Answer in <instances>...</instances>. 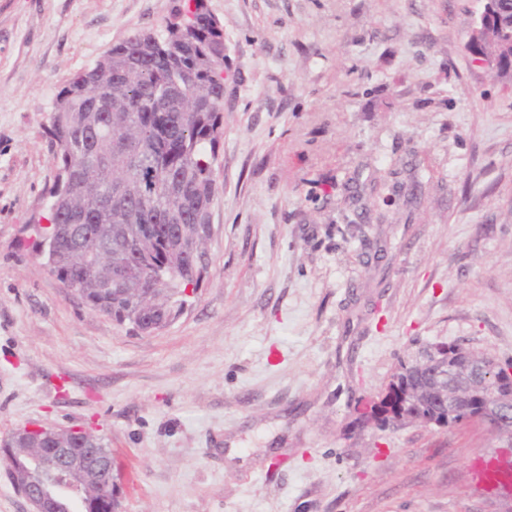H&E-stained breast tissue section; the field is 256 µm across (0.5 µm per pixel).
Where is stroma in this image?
<instances>
[{
	"mask_svg": "<svg viewBox=\"0 0 512 512\" xmlns=\"http://www.w3.org/2000/svg\"><path fill=\"white\" fill-rule=\"evenodd\" d=\"M224 23L208 275L152 334L18 248L57 87L178 0H0V439L77 429L121 512H503L501 438L361 422L438 342L512 361V75L480 0H207ZM483 9L478 13V15L474 18L467 43V48L470 54L472 55L474 61H476L481 66H491L496 68L498 65V58L492 57H481L479 58L473 52V46L476 43H479L480 38L484 35V33L490 29L494 25L496 19V6L495 0H484ZM471 468L476 474V480L481 485L498 486L509 484L512 474V460L509 458L484 459L477 458Z\"/></svg>",
	"mask_w": 512,
	"mask_h": 512,
	"instance_id": "stroma-1",
	"label": "stroma"
}]
</instances>
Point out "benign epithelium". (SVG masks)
Returning <instances> with one entry per match:
<instances>
[{
  "instance_id": "benign-epithelium-1",
  "label": "benign epithelium",
  "mask_w": 512,
  "mask_h": 512,
  "mask_svg": "<svg viewBox=\"0 0 512 512\" xmlns=\"http://www.w3.org/2000/svg\"><path fill=\"white\" fill-rule=\"evenodd\" d=\"M495 19V0H484L483 9L470 28L468 51H473V46L494 25ZM422 359L440 372L443 410L424 412L432 390L428 385L416 384L408 389L404 401L390 415L388 424L419 423L445 428L448 419L468 405L467 422L488 427L512 445V366L456 343L431 344ZM32 461L41 470L64 469L74 477L71 485L81 492L90 485L99 488V495L83 498L86 512H119V503L107 492L113 478L112 458L105 449H99L96 458L78 459L70 457L67 448H42ZM9 475L14 486L32 505L33 512H69L60 497L35 482L29 469L11 467Z\"/></svg>"
}]
</instances>
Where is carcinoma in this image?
Listing matches in <instances>:
<instances>
[{
    "label": "carcinoma",
    "instance_id": "1",
    "mask_svg": "<svg viewBox=\"0 0 512 512\" xmlns=\"http://www.w3.org/2000/svg\"><path fill=\"white\" fill-rule=\"evenodd\" d=\"M500 8L504 32L484 41L489 55L506 39L512 0ZM44 134L55 175L35 222L49 227L18 246L43 257L90 310L145 334L167 327L183 311L185 288L207 272L224 136V24L206 0H183L161 30H132L61 84ZM130 243L143 276L117 285ZM9 445L81 458L87 443L17 432Z\"/></svg>",
    "mask_w": 512,
    "mask_h": 512
}]
</instances>
